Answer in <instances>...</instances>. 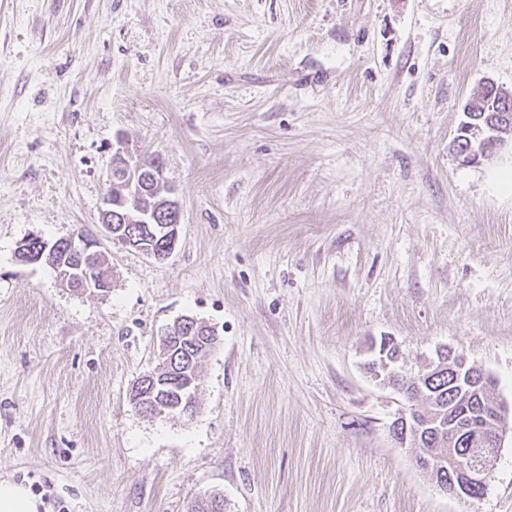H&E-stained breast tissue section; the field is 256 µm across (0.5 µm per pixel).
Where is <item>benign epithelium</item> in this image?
<instances>
[{
	"instance_id": "1",
	"label": "benign epithelium",
	"mask_w": 512,
	"mask_h": 512,
	"mask_svg": "<svg viewBox=\"0 0 512 512\" xmlns=\"http://www.w3.org/2000/svg\"><path fill=\"white\" fill-rule=\"evenodd\" d=\"M496 100L491 112L477 113L476 107H487V101ZM467 120L463 121L453 148L461 164L469 165L479 161L484 150L491 146L512 143V93L489 82L482 88L480 99L466 104ZM162 158L154 155L151 162L127 140L118 137L112 143V168L109 186L102 199L99 223L106 237L113 243L132 247L163 260L175 249L178 241V227L181 208L174 190L167 194V205L162 212L142 210L140 199L147 184L164 176ZM127 224H156L157 233L163 236L164 248L153 251L142 244L134 231L125 228ZM100 242L82 233L72 234L54 241H44L40 254L35 255L21 245L17 254L25 263L43 262L53 268L61 284L76 292H102L111 286L105 276L97 275L93 266L83 265L89 252H99ZM216 342L214 330L205 322L194 317L183 316L170 326L161 338V350L170 354L183 347L193 350L184 353L172 364L178 365L180 385L165 392L158 387L167 384L169 371H154L142 376L131 388L129 399L134 408L143 414L185 415L196 408V391L199 376L195 359L213 348ZM394 346L390 338H382L376 350V358L368 364L374 379L384 387L395 390L398 370V356L388 354ZM448 372V377L460 384L463 400L448 409V420L443 414L427 421L411 413L401 416L392 426V434L403 448L421 447L420 439L432 436L444 445L441 456L428 457L416 453L417 466L429 473L431 470L448 472V484L442 486L447 494L463 499L475 497L485 490L487 479L499 456L506 433L508 407L495 396L484 398L479 393L483 378L479 371L467 364L466 360L448 351L439 359L429 361L415 376L420 384L430 383L436 375Z\"/></svg>"
}]
</instances>
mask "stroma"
Here are the masks:
<instances>
[{
    "label": "stroma",
    "instance_id": "stroma-1",
    "mask_svg": "<svg viewBox=\"0 0 512 512\" xmlns=\"http://www.w3.org/2000/svg\"><path fill=\"white\" fill-rule=\"evenodd\" d=\"M512 92V0H0V480L39 512H512V433L481 497L397 447L367 372L441 347L512 407V146L450 149ZM160 153L164 261L111 241L108 295L18 245L99 237L111 144ZM189 315L217 344L193 416L129 401ZM391 347H393V349L387 355ZM372 348L373 351L376 352V358L368 364V370L380 385L393 388L402 394V390H399V386L394 384L395 377L398 374L396 363L399 357L398 353L392 356L395 348H397L396 345L392 339L384 337L380 341L378 350L376 342H374Z\"/></svg>",
    "mask_w": 512,
    "mask_h": 512
}]
</instances>
